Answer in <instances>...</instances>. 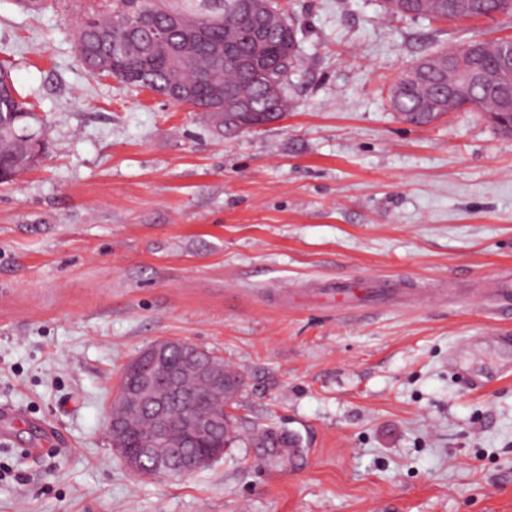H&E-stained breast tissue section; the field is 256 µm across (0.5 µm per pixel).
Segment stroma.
<instances>
[{"instance_id":"35a3bbf8","label":"stroma","mask_w":512,"mask_h":512,"mask_svg":"<svg viewBox=\"0 0 512 512\" xmlns=\"http://www.w3.org/2000/svg\"><path fill=\"white\" fill-rule=\"evenodd\" d=\"M278 6L301 58L290 105L236 129L89 73L79 0H0V66L48 141L0 185V512H512V314L484 298L512 281V137L390 104L423 56L510 37L512 15ZM383 278L421 295L307 296ZM468 336L482 388L449 363ZM162 337L244 381L238 441L175 480L131 473L107 432L121 367ZM356 295L355 288H351L349 283L344 280L331 282L323 292L325 300L329 303H336L338 307L350 306Z\"/></svg>"}]
</instances>
